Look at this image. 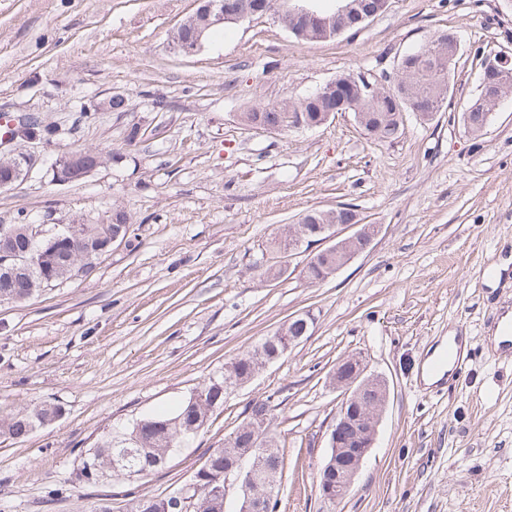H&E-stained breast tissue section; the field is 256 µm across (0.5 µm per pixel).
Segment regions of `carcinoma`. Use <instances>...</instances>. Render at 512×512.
<instances>
[{
  "label": "carcinoma",
  "mask_w": 512,
  "mask_h": 512,
  "mask_svg": "<svg viewBox=\"0 0 512 512\" xmlns=\"http://www.w3.org/2000/svg\"><path fill=\"white\" fill-rule=\"evenodd\" d=\"M378 0H352L353 9L347 17L346 30L360 27L357 19L375 7ZM454 64L450 57L437 65L435 59L428 55L426 47L405 54L399 64V73L413 79V87L408 96L394 92V87L380 85L379 95L368 97L355 94L350 87L356 80V74L345 73L336 76L335 87L320 95L311 93L297 101L288 103L267 104L257 106L245 112L246 121L259 119L268 124H284V130L292 131L307 128L318 122L321 115L336 107V95L345 96L346 105L343 111L362 117L368 127V133L383 141L396 139L404 126L403 114L417 112L420 116L431 119L440 111L448 99L450 92L449 79ZM488 110L474 100L462 113L461 122L468 134L478 137L487 123ZM350 211L340 209H310L299 219L301 224H334L348 219ZM336 270V254L322 255L310 263L308 279L311 281L324 278ZM43 272L33 269L30 274L0 273V302H21L31 297L30 278H39ZM278 348L283 352L291 348L288 337L277 332L264 338L251 349L224 365V374H235L238 377H249L258 367V354L266 348ZM199 388L206 391L204 399L191 401L186 399L171 413L146 415L141 418L142 425H133L121 435L106 434L94 447L86 449L80 457L76 468L75 479L83 483L98 480L94 470L87 463L96 459L102 461L114 455L126 457L129 467L137 475H146L163 467L172 457L174 449L180 447L182 439L189 431L203 428L209 414L224 405V378L208 379ZM61 409L45 404L31 410L19 411L7 418L0 419V437L21 441L38 425L50 423L60 416ZM260 447L265 449L260 461L264 477L280 482L282 473V457L271 425H266L260 432ZM222 445L211 450L215 461L207 470L197 468V472H205L199 480L198 487L187 493L189 512H221L222 504L212 496V489L224 483V453Z\"/></svg>",
  "instance_id": "obj_1"
}]
</instances>
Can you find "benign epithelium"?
Here are the masks:
<instances>
[{
  "instance_id": "benign-epithelium-1",
  "label": "benign epithelium",
  "mask_w": 512,
  "mask_h": 512,
  "mask_svg": "<svg viewBox=\"0 0 512 512\" xmlns=\"http://www.w3.org/2000/svg\"><path fill=\"white\" fill-rule=\"evenodd\" d=\"M350 6L346 0H333L330 7H323L321 0H280L273 18L291 27L290 21L301 20L310 26L321 29L325 38L336 34V21L347 18ZM204 14V29L222 25L227 21L242 22L254 13L241 9L235 0H205L201 6ZM488 77L482 102L496 109L503 101V91L512 84V53L503 51L489 56ZM43 139L34 130L27 116L21 115L9 120L7 130L0 137V187L12 188L23 182L35 167L37 158L21 147L25 142ZM105 154L97 149L75 148L58 157L52 168L54 182L65 185L84 180L104 164ZM347 227L354 229L349 235H342L336 224H303L301 229L290 233L287 252L293 253L302 246L320 245L310 253H336V269H341L359 255L365 253L381 231L378 224L351 222ZM78 224H69L50 237L49 246L72 245ZM15 233L5 228L0 230V271L28 273L34 268L55 267L54 251L48 249L20 252L15 248ZM124 227H112L100 238V244L92 249L81 251L82 261L76 263L73 257L67 258V268L71 275L87 274L94 270L96 261L107 254L112 245L125 238ZM337 369L344 371L341 378L333 380L336 389L341 391L336 413V423L329 434L330 453L321 467L322 479L317 492L322 502L336 504L343 500L344 489L354 483L363 461L374 448L378 429L385 412L389 384L381 375H367V368L358 358L345 357ZM375 385L380 390L376 408L360 406L357 395L367 385ZM261 449L250 445L237 448L235 453L224 461V486L214 489L213 495L227 500L229 486L238 489L236 512H271L278 501L276 483L261 482L258 479V463Z\"/></svg>"
}]
</instances>
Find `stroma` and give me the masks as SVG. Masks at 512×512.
I'll list each match as a JSON object with an SVG mask.
<instances>
[{"label":"stroma","instance_id":"35a3bbf8","mask_svg":"<svg viewBox=\"0 0 512 512\" xmlns=\"http://www.w3.org/2000/svg\"><path fill=\"white\" fill-rule=\"evenodd\" d=\"M194 0H0V111L58 128L26 149L21 184L0 189V224L131 228L91 276L0 302V416L54 404L62 414L22 441L0 438V512H92L109 497L165 496L211 448L273 401L283 456L278 512H512V361L490 334L512 288L486 271L512 254V100L479 139L454 122L478 93L479 59L512 50V0H389L355 32L305 42L270 15L212 35L185 57L168 37ZM461 45L448 106L404 115L401 136L367 134L348 112L313 130L270 133L248 109L299 99L344 72L393 75L439 33ZM123 94L128 111L102 102ZM75 147L105 152L79 183L50 165ZM355 206L381 232L321 284L307 253L264 274L265 245L310 209ZM303 340L226 398L167 464L134 480L72 484L81 451L222 374L296 314ZM470 359L425 385L422 364L449 331ZM362 356L390 388L376 444L353 489L316 495L339 391L337 362ZM70 482L47 505L48 488Z\"/></svg>","mask_w":512,"mask_h":512}]
</instances>
